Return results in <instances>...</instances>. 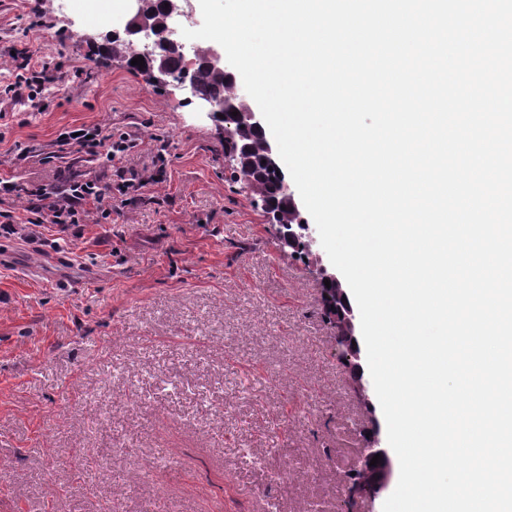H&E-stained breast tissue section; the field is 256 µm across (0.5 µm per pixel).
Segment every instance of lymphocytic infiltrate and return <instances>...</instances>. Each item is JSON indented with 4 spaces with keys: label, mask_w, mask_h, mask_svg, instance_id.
Returning <instances> with one entry per match:
<instances>
[{
    "label": "lymphocytic infiltrate",
    "mask_w": 512,
    "mask_h": 512,
    "mask_svg": "<svg viewBox=\"0 0 512 512\" xmlns=\"http://www.w3.org/2000/svg\"><path fill=\"white\" fill-rule=\"evenodd\" d=\"M11 71L13 79L0 86V98L42 107L44 86L48 80L44 66L15 64ZM136 145L134 135H106L97 125L82 128L77 134L70 130L60 133L56 149L50 154L51 159H64L74 153L104 156L111 166L110 180L94 175L75 178L64 185L39 184L27 188L9 180L0 182L1 192L24 200L23 216H16L10 210L0 211V229L14 234L21 222L34 225L83 224L94 212L110 216L113 192L136 193L150 182L149 177L132 172L126 165L127 157Z\"/></svg>",
    "instance_id": "1"
}]
</instances>
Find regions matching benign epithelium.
Segmentation results:
<instances>
[{"mask_svg": "<svg viewBox=\"0 0 512 512\" xmlns=\"http://www.w3.org/2000/svg\"><path fill=\"white\" fill-rule=\"evenodd\" d=\"M136 2V12L127 23L124 25L125 38H120L119 32H114V38L121 39V42L127 43L131 46L132 51L145 58H150L156 61L150 69L147 70L146 76L149 85L157 87H165L175 82L181 86L188 85L187 78L182 76L178 77L173 74L161 59L163 48L173 46L180 51L185 50V43L182 42L177 29L170 26L161 34L151 32L142 27L135 25L136 17L139 16L145 6L146 0H134ZM169 4L166 8V13L170 19H175L179 16H187L192 11V0H165ZM196 104L202 113L206 114L218 130L219 134L228 139L232 136L230 126L222 125L217 120V103L203 98L196 99ZM226 112H238L234 117L236 126L240 128H254L264 130L260 113L254 111L249 106L238 107L234 104L224 105ZM267 156L266 163L272 170L278 172L280 186L283 194L287 198L290 206L298 215H303V209L299 202L296 200L294 193L291 191L286 177L285 170L282 166L281 159L278 154L276 143L271 139H266ZM281 243L289 248H295L298 244H305L308 252H313V247L316 245V238L313 236L311 224H284L279 229ZM319 283H324V280H330V283L336 285L338 296L345 295L344 279L332 267L321 265L318 268ZM344 333L341 334L340 339L342 344L350 352L351 357L355 362H360L361 351L358 344L352 343L358 328V314L357 310L351 305L346 306V312L343 322ZM380 455L381 460L384 461L385 467L372 487L368 490L354 489V498H365L371 501L376 500L381 494L388 490L391 484L393 470L390 457V449L384 444L383 438L380 433V426L375 425L372 427L369 437L365 440L363 448L359 449L357 461H362L365 458H372L375 455Z\"/></svg>", "mask_w": 512, "mask_h": 512, "instance_id": "1", "label": "benign epithelium"}]
</instances>
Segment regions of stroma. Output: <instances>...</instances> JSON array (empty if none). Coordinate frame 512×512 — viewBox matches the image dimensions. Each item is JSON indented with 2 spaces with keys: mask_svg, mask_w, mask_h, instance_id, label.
<instances>
[{
  "mask_svg": "<svg viewBox=\"0 0 512 512\" xmlns=\"http://www.w3.org/2000/svg\"><path fill=\"white\" fill-rule=\"evenodd\" d=\"M131 5L0 0V54L57 65L45 109L0 120V179L107 174L45 163L66 128L139 130L165 175L109 218L0 236V512H336L374 417L316 270L225 180L211 121L108 52ZM27 146L18 155L17 145Z\"/></svg>",
  "mask_w": 512,
  "mask_h": 512,
  "instance_id": "35a3bbf8",
  "label": "stroma"
}]
</instances>
